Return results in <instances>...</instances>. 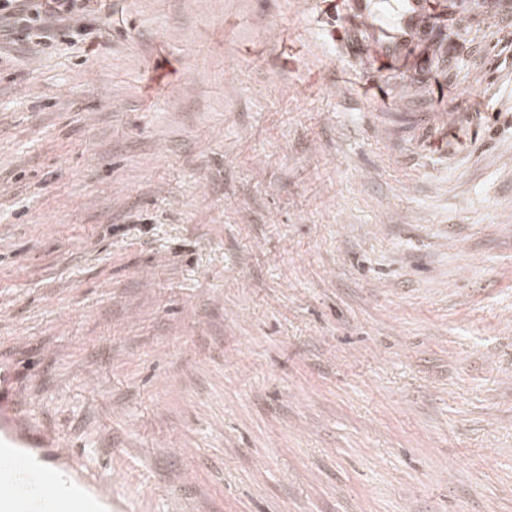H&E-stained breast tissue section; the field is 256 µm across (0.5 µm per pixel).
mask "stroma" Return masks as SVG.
I'll use <instances>...</instances> for the list:
<instances>
[{
	"mask_svg": "<svg viewBox=\"0 0 512 512\" xmlns=\"http://www.w3.org/2000/svg\"><path fill=\"white\" fill-rule=\"evenodd\" d=\"M0 42V421L112 512H512V0H110Z\"/></svg>",
	"mask_w": 512,
	"mask_h": 512,
	"instance_id": "1",
	"label": "stroma"
}]
</instances>
